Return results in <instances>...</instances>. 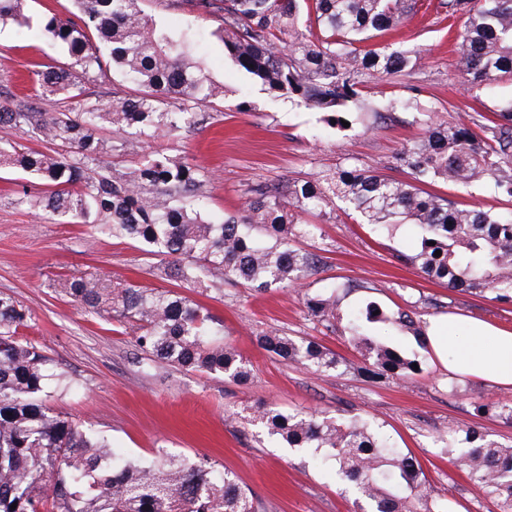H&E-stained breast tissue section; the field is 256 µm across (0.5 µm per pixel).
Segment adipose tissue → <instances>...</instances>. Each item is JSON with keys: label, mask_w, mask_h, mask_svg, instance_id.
Masks as SVG:
<instances>
[{"label": "adipose tissue", "mask_w": 512, "mask_h": 512, "mask_svg": "<svg viewBox=\"0 0 512 512\" xmlns=\"http://www.w3.org/2000/svg\"><path fill=\"white\" fill-rule=\"evenodd\" d=\"M456 319L433 327L428 338L434 352L446 357L449 371L503 386H512V330L471 322L467 334L456 331Z\"/></svg>", "instance_id": "obj_1"}]
</instances>
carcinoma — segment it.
I'll return each instance as SVG.
<instances>
[{
    "label": "carcinoma",
    "instance_id": "carcinoma-1",
    "mask_svg": "<svg viewBox=\"0 0 512 512\" xmlns=\"http://www.w3.org/2000/svg\"><path fill=\"white\" fill-rule=\"evenodd\" d=\"M76 2L72 16L42 21L66 66L36 70L33 81L38 99L74 100L80 111L46 112L27 100L0 104V167L44 186L34 196L21 185L18 204L91 224L148 255L173 258L167 275L177 288L171 290L109 287L93 276L66 284V293L86 311L134 324L136 345L152 361L250 384L243 358L224 342L221 321L180 292L206 295L246 286L294 290L313 322L328 331L346 321L349 344L363 357L368 379L423 372L421 360L386 340L410 335L426 341V324L410 312L389 311L365 298L342 318L336 292L310 291L307 279L321 257L301 241L319 227L301 217L325 215L338 202L380 232L414 225L417 249L397 258L425 277L452 291L512 303V214L469 208L421 188L436 181L464 187L491 182L512 198V102L492 119L427 120L424 136L402 153L404 179L379 168L339 165L292 181L284 191L252 187L238 209L213 220L194 204L201 173L185 157L150 150L122 170L103 161L125 151L123 135L149 145L181 139L207 123L206 109L224 87L208 74L193 24L174 30L145 14L141 0ZM26 3L0 0V24L31 28ZM195 7L220 13L214 36L224 56L253 82L275 97L301 99L332 126L352 112L365 79L407 76L421 60L419 52L389 45L361 49L417 13L418 0H195ZM437 8L463 19L456 67L472 84L512 79V0H439ZM107 68L137 84L138 92L91 99L87 84ZM16 129L68 151L50 154L22 145L10 136ZM104 129L118 139L98 137ZM30 321L15 296L0 292V512H260L237 477L205 456L162 450L149 460L130 458L106 436L51 409L46 401L52 393H72L79 385L44 346L22 339ZM257 342L315 373L352 369L314 338L272 329ZM475 409L512 424L511 402L478 403ZM252 421L274 447L293 448L333 470L342 489L364 500L366 512H451L419 460L396 447L374 419L262 405ZM438 442L496 512H512V442L490 439L474 426L450 428Z\"/></svg>",
    "mask_w": 512,
    "mask_h": 512
}]
</instances>
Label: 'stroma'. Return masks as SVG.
<instances>
[{"label":"stroma","instance_id":"stroma-1","mask_svg":"<svg viewBox=\"0 0 512 512\" xmlns=\"http://www.w3.org/2000/svg\"><path fill=\"white\" fill-rule=\"evenodd\" d=\"M141 7L171 24L197 18L209 73L224 87L223 97L210 108L209 124L161 145L203 168L207 208L215 215L233 211L257 184L304 180L340 163L381 164L392 175H401L400 155L423 132L425 111H432L434 120L453 122L475 110L492 115L512 100V81L486 90L469 84L456 68L452 46L461 20L422 10L381 38L385 44L421 50L419 67L398 81L369 84L352 110L349 127L332 128L320 112L272 96L225 61L213 36L218 15H196L190 0H143ZM62 61L44 36L22 39L14 26H0V90L15 99L33 95L34 70ZM25 179L20 171L0 170V292L29 308L27 337L46 345L81 385L79 392L49 398L56 412L107 434L135 458L149 459L161 450L207 455L234 472L264 512L360 509L354 494L340 492L333 475L288 449L259 441L257 427L243 421L244 413L268 402L286 411L369 416L417 457L452 512H489L490 502L451 464L437 436L448 424L478 425L493 439L512 441V424L477 416L473 408L477 401H512L511 387L448 371L432 349L421 348L411 336L402 344L420 353L427 375L372 382L348 371L314 375L302 365L272 357L255 341L271 326L297 338L317 337L339 356L354 357L344 331L317 328L299 297L287 289L228 287L199 299L223 322L225 340L237 347L251 371L249 385L151 364L138 350L130 325L85 312L61 284L100 276L109 284L170 289L174 283L162 274L163 258L145 254L129 240L17 205L15 189ZM318 223L321 234L308 246L322 257L324 268L312 276V289L358 286L341 295L340 310L369 294L387 308L401 306L432 325L459 316L512 330V305L448 290L397 260V251L414 244L411 225H401L388 236L339 210Z\"/></svg>","mask_w":512,"mask_h":512}]
</instances>
